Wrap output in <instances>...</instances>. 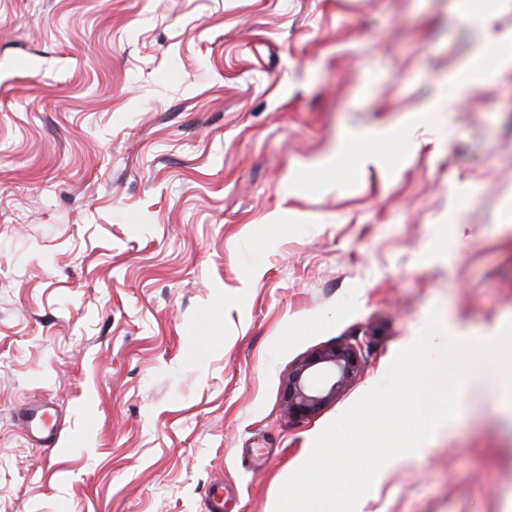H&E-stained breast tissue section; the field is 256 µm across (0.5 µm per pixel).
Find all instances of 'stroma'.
I'll return each mask as SVG.
<instances>
[{
  "label": "stroma",
  "instance_id": "obj_1",
  "mask_svg": "<svg viewBox=\"0 0 512 512\" xmlns=\"http://www.w3.org/2000/svg\"><path fill=\"white\" fill-rule=\"evenodd\" d=\"M506 53L512 0H0V512H274L432 310L498 335ZM355 339L289 419L291 367ZM450 422L361 512H512V408ZM362 347L358 342L337 344L311 353L288 373L283 382L282 405L288 417L316 414L361 372ZM21 416L28 436L37 446L53 449L57 445L61 429L45 405L26 406Z\"/></svg>",
  "mask_w": 512,
  "mask_h": 512
}]
</instances>
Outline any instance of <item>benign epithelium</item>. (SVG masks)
Instances as JSON below:
<instances>
[{
	"instance_id": "1",
	"label": "benign epithelium",
	"mask_w": 512,
	"mask_h": 512,
	"mask_svg": "<svg viewBox=\"0 0 512 512\" xmlns=\"http://www.w3.org/2000/svg\"><path fill=\"white\" fill-rule=\"evenodd\" d=\"M359 343L337 344L311 353L288 373L283 382L282 405L293 418L316 414L361 372Z\"/></svg>"
}]
</instances>
